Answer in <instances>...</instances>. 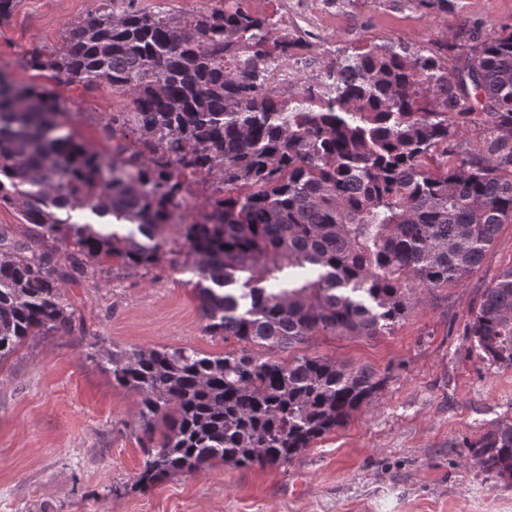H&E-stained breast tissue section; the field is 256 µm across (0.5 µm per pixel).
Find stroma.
Listing matches in <instances>:
<instances>
[{
    "mask_svg": "<svg viewBox=\"0 0 512 512\" xmlns=\"http://www.w3.org/2000/svg\"><path fill=\"white\" fill-rule=\"evenodd\" d=\"M277 35L301 43L309 72L369 44L427 49L460 24L494 36L512 26V0H455L452 14L424 17L402 0H243ZM98 0H18L0 26V70L38 82L21 60L34 45L60 46ZM69 128L106 153L101 133L125 97L101 85L89 95L47 81ZM149 270L104 271L96 284L61 291L84 324L73 335L32 337L0 362V512H512V484L482 471L468 444L512 417V368L479 358L464 334L482 292L512 267V224L501 225L482 263L459 285L423 294L392 333L315 336L288 350L258 349L288 362L320 356L369 367L386 382L347 423L278 466L213 461L203 472L138 485L145 456L139 396L92 359L108 348L192 347L219 355L236 339L204 330L191 273L179 266L177 227Z\"/></svg>",
    "mask_w": 512,
    "mask_h": 512,
    "instance_id": "obj_1",
    "label": "stroma"
}]
</instances>
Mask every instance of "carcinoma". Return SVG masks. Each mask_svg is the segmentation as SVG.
<instances>
[{"label": "carcinoma", "mask_w": 512, "mask_h": 512, "mask_svg": "<svg viewBox=\"0 0 512 512\" xmlns=\"http://www.w3.org/2000/svg\"><path fill=\"white\" fill-rule=\"evenodd\" d=\"M209 2L172 18L100 0L61 48L24 56L58 85L126 96L103 132L132 140L112 153L66 131L54 92L0 73V206L31 231L27 242L0 231V362L32 336L74 332L60 282L108 262L159 264L169 224L181 225L205 332L243 343L222 355H102L140 396L146 438L167 420L140 482L214 460L281 465L343 426L383 378L320 356L264 360L249 346L390 333L416 293L465 281L512 224V27L491 38L473 29L461 45L447 35L425 52L369 44L286 97L273 75L299 42L273 37L241 0ZM404 2L424 16L454 7ZM467 123L477 140L456 138ZM200 177L216 186L206 212L184 222ZM85 209L135 228L73 221ZM466 334L483 359L512 368V268L483 290ZM469 447L482 470L512 482V418Z\"/></svg>", "instance_id": "1"}]
</instances>
